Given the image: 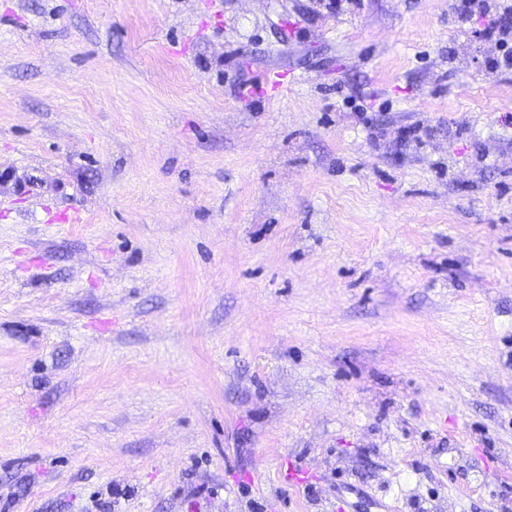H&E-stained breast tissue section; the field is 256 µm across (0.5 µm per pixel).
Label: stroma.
<instances>
[{"mask_svg": "<svg viewBox=\"0 0 512 512\" xmlns=\"http://www.w3.org/2000/svg\"><path fill=\"white\" fill-rule=\"evenodd\" d=\"M452 13L0 0V512H512V73Z\"/></svg>", "mask_w": 512, "mask_h": 512, "instance_id": "stroma-1", "label": "stroma"}]
</instances>
